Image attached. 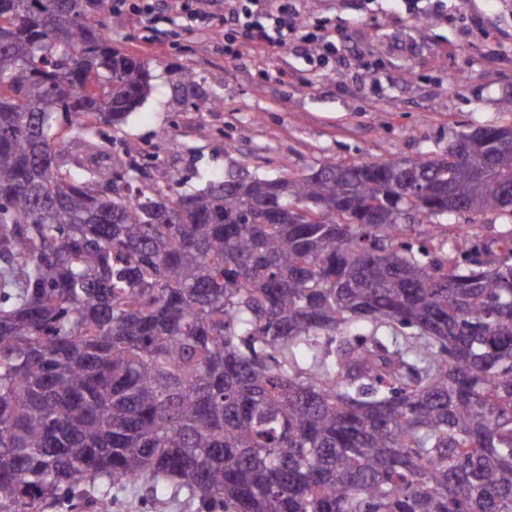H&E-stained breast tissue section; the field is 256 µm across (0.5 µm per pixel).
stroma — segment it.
<instances>
[{
    "label": "stroma",
    "instance_id": "35a3bbf8",
    "mask_svg": "<svg viewBox=\"0 0 512 512\" xmlns=\"http://www.w3.org/2000/svg\"><path fill=\"white\" fill-rule=\"evenodd\" d=\"M145 0H122L103 22L119 49L141 59L151 90L125 122L99 125L112 170L136 161L151 181L181 189L205 174L278 175L283 164L415 158L444 151L459 132L512 124V0H298L307 32L334 33L319 64L313 45L245 50L243 30L216 36L207 14L135 16ZM242 49L229 63L225 47ZM195 81L180 85L185 71ZM287 79H275L277 71ZM136 145L128 156L127 145ZM112 512H198L169 491L113 490Z\"/></svg>",
    "mask_w": 512,
    "mask_h": 512
}]
</instances>
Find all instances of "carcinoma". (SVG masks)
<instances>
[{
  "mask_svg": "<svg viewBox=\"0 0 512 512\" xmlns=\"http://www.w3.org/2000/svg\"><path fill=\"white\" fill-rule=\"evenodd\" d=\"M112 0H0V512L86 485L205 512H512V126L435 156L203 176L97 159L150 91ZM68 118L64 132L57 117ZM441 224L440 231L436 236L427 237V239L419 238V241L424 242L431 251L448 253L457 261H462L464 254L469 253L473 242L470 240L466 245L462 244L454 237L453 228L450 227V231H448V224H473V231L478 236V238H473L474 242H478V239H491L510 228L512 229L510 220L496 213H488L475 218L467 214L453 216L448 220H441Z\"/></svg>",
  "mask_w": 512,
  "mask_h": 512,
  "instance_id": "obj_1",
  "label": "carcinoma"
}]
</instances>
